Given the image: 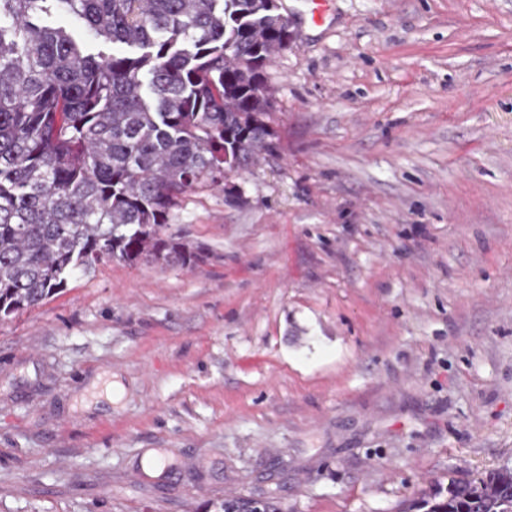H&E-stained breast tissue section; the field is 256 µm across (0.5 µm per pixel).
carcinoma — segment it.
Wrapping results in <instances>:
<instances>
[{"instance_id":"carcinoma-1","label":"carcinoma","mask_w":512,"mask_h":512,"mask_svg":"<svg viewBox=\"0 0 512 512\" xmlns=\"http://www.w3.org/2000/svg\"><path fill=\"white\" fill-rule=\"evenodd\" d=\"M51 9L112 52L40 24ZM293 42L269 0H0V319L104 259L201 261L165 232L172 209L273 149L263 71ZM409 512H512V469L432 485Z\"/></svg>"}]
</instances>
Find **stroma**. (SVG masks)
<instances>
[{"instance_id": "obj_1", "label": "stroma", "mask_w": 512, "mask_h": 512, "mask_svg": "<svg viewBox=\"0 0 512 512\" xmlns=\"http://www.w3.org/2000/svg\"><path fill=\"white\" fill-rule=\"evenodd\" d=\"M295 36L274 150L171 214L202 261L0 320V512H404L512 468V0H331ZM210 507L215 512H282L275 500H255L244 496L224 497V500L212 502Z\"/></svg>"}]
</instances>
